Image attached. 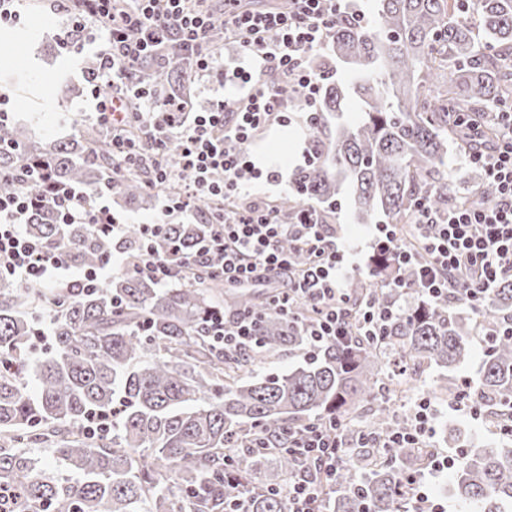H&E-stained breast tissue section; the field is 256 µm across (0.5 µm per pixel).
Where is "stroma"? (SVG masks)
Returning <instances> with one entry per match:
<instances>
[{
  "label": "stroma",
  "instance_id": "1",
  "mask_svg": "<svg viewBox=\"0 0 512 512\" xmlns=\"http://www.w3.org/2000/svg\"><path fill=\"white\" fill-rule=\"evenodd\" d=\"M65 15L50 10L46 0H26L20 20L13 24L16 32L37 31L38 40L0 45V91L11 97L13 121L32 122L37 138L45 141L71 138L81 123L91 121L94 101L83 73L88 67L94 47L85 33H75L70 44H63ZM244 64L243 53L232 41L223 42L213 55V75L193 81L191 93L198 111L207 110L213 100L218 77L232 74ZM66 76L73 92L65 102H58L55 83ZM290 121L273 125L249 146L252 164L261 171L276 170L278 181L260 180L251 184L252 192L274 201L292 192L289 175L303 165L307 152V131L298 106H291ZM336 236L344 243L346 260L352 274H366L372 253V225L355 219L349 196H341L340 206L332 220ZM442 375L436 367H422L417 371L420 392L430 395L433 405L432 428L427 444L438 451L439 457L455 458L466 449L467 441H478L492 446L498 433L490 427L483 415H471L453 408L447 395L432 393L431 387Z\"/></svg>",
  "mask_w": 512,
  "mask_h": 512
}]
</instances>
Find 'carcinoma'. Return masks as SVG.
I'll return each mask as SVG.
<instances>
[{
  "mask_svg": "<svg viewBox=\"0 0 512 512\" xmlns=\"http://www.w3.org/2000/svg\"><path fill=\"white\" fill-rule=\"evenodd\" d=\"M467 5L478 16L476 31L459 21ZM504 56L512 57V0H375L371 29L338 23L330 52L312 59L325 76L318 115L307 122L312 164L295 169L293 194L274 202L281 222L293 219L304 197L326 206L344 191L364 224H409L420 198L439 211L490 198L486 187L469 196L448 192V151L466 142L459 114L498 112L512 96ZM338 62L349 69L344 83L335 79ZM138 83L151 96L193 106L177 53L145 65ZM351 105L362 114L353 123L342 120ZM111 140L95 123L51 144L0 123V192L15 190L16 177L36 163L90 196L107 191L133 210L150 207L154 194L144 173L112 177ZM26 230L63 247L79 270L119 254L128 272L91 293L0 278V490L13 494L10 512H229L239 499L247 512H289L280 489L308 464L283 448H241V433L273 438L329 418L343 435L403 431L410 416L381 402L385 383L375 377L377 369L395 376L397 364L445 368L441 392L455 398L466 389L481 411L512 418V333H505L512 326V281L491 289L473 319L461 296L422 300L393 317L380 341L350 336L288 372L259 374L249 372L252 357L216 346L206 326L226 305L245 308L260 316V352L306 348L299 325L269 301L228 294L219 278L202 283L187 274L166 288L136 273L146 245L140 224L114 238L85 224H59L44 206ZM207 231L205 223L168 224L154 245L166 251L177 244L187 255ZM369 266L377 283L352 280V299L397 304L404 294L381 288L391 274L387 256L372 254ZM40 321L49 325L53 345L33 362ZM488 328L497 335L482 345L478 382L456 378L472 340ZM29 375L36 380L32 392ZM92 414L112 417L111 427L86 432ZM41 446L74 478L61 482L36 469L30 450ZM428 455L437 452L396 448L386 460L372 442L353 441L336 477L320 478L321 505L404 512L408 477ZM451 481L468 512H512V437L469 449Z\"/></svg>",
  "mask_w": 512,
  "mask_h": 512,
  "instance_id": "cac0c4a2",
  "label": "carcinoma"
}]
</instances>
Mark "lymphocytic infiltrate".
Wrapping results in <instances>:
<instances>
[{"instance_id": "obj_1", "label": "lymphocytic infiltrate", "mask_w": 512, "mask_h": 512, "mask_svg": "<svg viewBox=\"0 0 512 512\" xmlns=\"http://www.w3.org/2000/svg\"><path fill=\"white\" fill-rule=\"evenodd\" d=\"M289 2L290 9L281 12L271 7L250 9L244 0H223L224 36L239 44L248 64L234 71L232 95L216 98L209 111L190 118L172 101L149 112L131 111L127 94L142 62L167 47L187 58L191 75L210 71L213 18L205 0H77L73 6L63 0L58 10L77 30L92 27L100 35L85 78L96 101L95 120L112 133L113 176L146 161L140 140L127 134L134 124L157 155L170 152L177 161L173 168L154 165L150 187L181 172L189 174L179 196L164 204L162 220L144 225L146 239L151 242L161 234L165 218L194 212L200 196L230 202L208 217L210 233L192 256L182 258L177 248L161 252L149 245L141 256L140 272L164 285L181 273L200 272L212 255H220L217 274L225 283L274 281L280 285L275 302L285 314L312 308L315 317L304 322L303 334L309 350L315 351L349 335L354 319L366 335L382 336L398 309L353 302L346 288L345 252L311 202L303 203L294 223L284 224L265 200L251 197L242 185L253 172L246 148L268 126L284 121L287 93L301 99L305 117L314 116L324 76L311 59L328 43L337 23L370 25L369 16L350 0ZM272 70L280 73L282 86L266 83ZM494 118V138L473 137L463 156L492 189L490 202L436 212L427 200H418L412 247L406 245L399 225L373 228L374 249L392 253L398 265L413 266L411 286L425 299L436 300L454 290L476 308L491 288L512 279V107ZM36 184L43 185L42 193L33 192ZM42 204L49 205L63 224H86L116 238L125 230L105 201L89 200L80 188L50 181L43 169L29 167L13 192L0 194V277L26 286L100 285L111 273V263L73 272L63 250L27 233L30 211ZM287 242L306 255V268L293 269L283 248ZM208 334L227 351L254 352L259 347L255 321L248 315H217ZM286 439L288 449L304 461L332 472L342 462L343 437L335 422L308 423L289 431Z\"/></svg>"}]
</instances>
